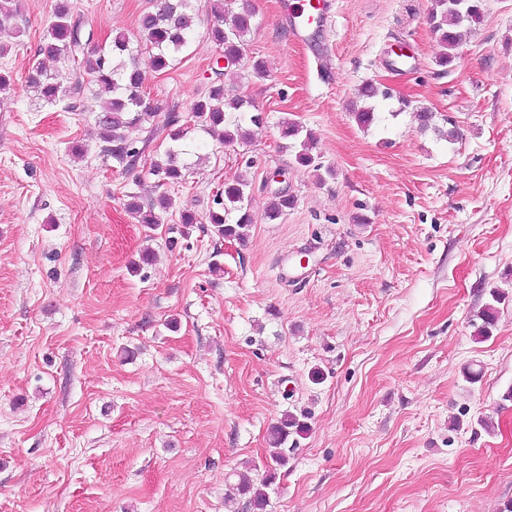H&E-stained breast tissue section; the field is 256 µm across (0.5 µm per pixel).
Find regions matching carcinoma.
Instances as JSON below:
<instances>
[{"mask_svg":"<svg viewBox=\"0 0 512 512\" xmlns=\"http://www.w3.org/2000/svg\"><path fill=\"white\" fill-rule=\"evenodd\" d=\"M235 0H212L211 12L217 20L209 32L211 39L222 49L224 58L234 62L244 55L245 38L252 29V13L245 9H234ZM483 20V0H432L430 21L444 47L437 65L447 68L456 59L455 50L465 43L475 26ZM195 16L191 13L189 0H156L155 9L142 13L139 18V38L136 42L121 33L112 37L108 46L85 49L83 28L73 17L71 0H56L53 20L48 25L37 45L35 58L28 71L27 83L37 98L50 104L59 101L58 93L63 85V76L46 67L48 61H63L70 64L71 102L66 109L73 112L77 102L82 100L85 88L96 86L97 90L111 95L107 104L95 111L94 125L102 142V151L122 166H127L138 155L129 133L151 121L158 106L143 93L145 74L137 65V56L145 51L151 54L155 71L165 72L172 60L189 43L194 28ZM252 104L242 96L228 99L224 96L222 80L214 82L204 97L191 107V121L204 132H220L224 144L243 141L250 132L243 129L239 119L229 116L231 112H248ZM172 119L168 126L171 145L163 157L151 163V174L158 179V186L177 183L183 178L181 159L188 154L185 138L187 131L176 126ZM302 126L289 121L281 126V148L296 149V163L315 172L323 168L312 154V135L300 138ZM249 183L239 180L224 185L216 196V208L208 213V223L222 238L243 239L244 230L251 223L249 209ZM295 199L286 192L276 194L268 210V219L274 221L293 208ZM171 197L164 192L144 205L139 196L130 194L126 208L135 215L138 223L156 225L161 223L162 214L170 209ZM498 311L488 303L479 313L482 321L480 333L487 337L497 321ZM308 426L291 414L283 417L273 426L270 438L273 445L280 447L292 435L306 433ZM275 468L268 467L262 487L253 488L243 480L237 490L249 495V506L254 512H264L268 502V489L275 484Z\"/></svg>","mask_w":512,"mask_h":512,"instance_id":"cac0c4a2","label":"carcinoma"}]
</instances>
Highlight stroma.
<instances>
[{
    "mask_svg": "<svg viewBox=\"0 0 512 512\" xmlns=\"http://www.w3.org/2000/svg\"><path fill=\"white\" fill-rule=\"evenodd\" d=\"M246 2L245 54L222 78L264 123L231 145L190 130L173 206L150 227L125 202L157 195L168 118L187 123L215 78L209 0H192L193 35L167 72L140 58L159 111L133 132L142 154L128 168L104 155L89 113L34 99L26 76L54 0H16L21 32L0 57L14 78L0 93V512H252L234 486L245 471L262 479L288 413L309 430L283 446L266 512H502L512 0H484L446 69L432 0H327V23L299 38L284 0ZM149 6L72 0L96 45L137 38ZM366 82L390 96L364 128ZM288 119L332 177L282 149ZM241 177L252 223L222 239L206 218ZM279 191L295 205L272 221ZM185 210L198 224H181ZM147 248L155 261L132 273ZM494 289L497 324L475 340Z\"/></svg>",
    "mask_w": 512,
    "mask_h": 512,
    "instance_id": "1",
    "label": "stroma"
}]
</instances>
